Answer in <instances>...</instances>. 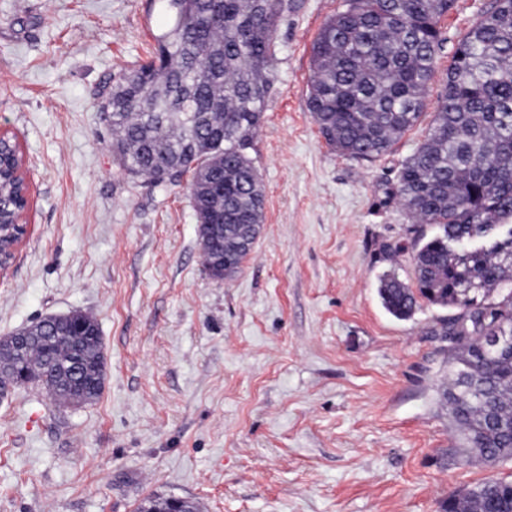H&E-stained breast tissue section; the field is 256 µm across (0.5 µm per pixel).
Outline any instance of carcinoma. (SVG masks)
<instances>
[{"label": "carcinoma", "mask_w": 512, "mask_h": 512, "mask_svg": "<svg viewBox=\"0 0 512 512\" xmlns=\"http://www.w3.org/2000/svg\"><path fill=\"white\" fill-rule=\"evenodd\" d=\"M170 28L154 59L124 74L100 111L112 153L131 177L177 186L192 177L201 236L224 225V249L203 251L215 280L233 277L259 238L263 184L249 156L268 106L275 34L293 0H162ZM455 0H345L311 49L307 107L328 146L352 159L379 158L423 114L445 38L440 21ZM420 224H436L411 247L416 288L393 275L379 296L397 319L420 301L454 314L434 336L448 342L444 393L460 447L486 466L512 459V238L490 249L467 243L512 217V0H494L459 40L424 140L403 160L395 189ZM71 329L36 323L22 349L0 338V386L39 383L55 401L88 404L101 394L104 362L95 319ZM502 336L495 348L485 336ZM148 498L136 512H166ZM446 512H512V480L489 479L448 498Z\"/></svg>", "instance_id": "1"}]
</instances>
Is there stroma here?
I'll return each mask as SVG.
<instances>
[{"label": "stroma", "mask_w": 512, "mask_h": 512, "mask_svg": "<svg viewBox=\"0 0 512 512\" xmlns=\"http://www.w3.org/2000/svg\"><path fill=\"white\" fill-rule=\"evenodd\" d=\"M276 32L269 104L250 157L259 239L232 278L203 262L187 186L125 174L100 110L151 59L161 0H0V128L23 152L28 233L0 271V337L48 315L94 317L106 377L62 407L37 385L0 400V512H134L178 497L198 512H443L456 491L512 476L452 455L460 438L432 336L446 309L389 314L379 279L414 285L418 227L394 190L426 114L384 156L326 145L307 107L312 43L343 0H297ZM490 0H455L456 43Z\"/></svg>", "instance_id": "obj_1"}]
</instances>
